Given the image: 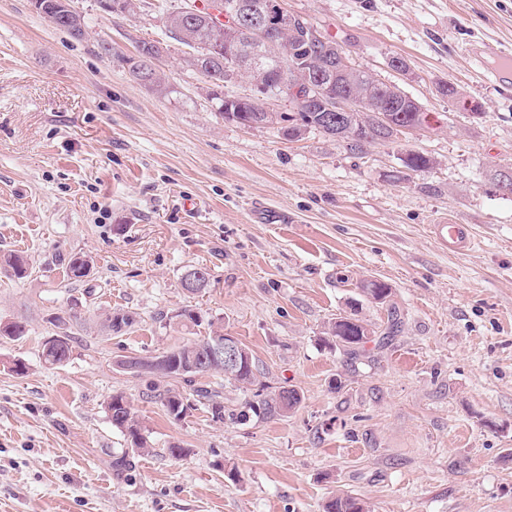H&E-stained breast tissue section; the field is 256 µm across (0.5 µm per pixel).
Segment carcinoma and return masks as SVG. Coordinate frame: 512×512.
I'll return each mask as SVG.
<instances>
[{
  "mask_svg": "<svg viewBox=\"0 0 512 512\" xmlns=\"http://www.w3.org/2000/svg\"><path fill=\"white\" fill-rule=\"evenodd\" d=\"M38 12L44 17L55 19V28L68 33L75 38L85 36L84 19L74 11L69 0H37ZM102 9L111 13L131 12L137 8L151 10L153 3L149 0H99ZM196 8L191 0H185L178 7H171L162 11V24L164 35L171 37L179 44L190 49L187 64L203 75L212 86L209 99L217 106L224 105V53L214 52L212 48L224 46V33L215 32L214 28L202 18L189 17L186 10ZM317 30L307 19H301V25L295 32L287 35V44L295 51V56L301 61L313 59L321 61L326 69L336 71V52L327 53L318 49L308 32ZM337 85L350 92L363 96L371 105L382 102H392L396 108L392 112L384 113L392 125L386 127L379 123V116L375 112H358L356 116L338 119L334 112H325L321 105L313 110L301 109L290 112L288 115L271 117L266 112H257L245 102L235 105L237 111L224 113V118H233V121L244 127L272 124L277 120L288 123L287 134L290 137H299L305 132L316 131L323 136L337 142L346 144L352 151H361L367 145L392 143L402 133V128L410 126L421 129L429 123V113L412 112L408 104L404 103L389 86L382 82L371 80L368 74L355 67L350 68L339 78ZM404 167L412 172H421L432 167L433 161L425 154L410 150L403 158ZM0 264L18 277H23L28 271L27 260L16 254L5 255L0 258ZM371 299L378 303L386 302L390 296V288L383 282L373 280L369 287L364 289ZM79 316L74 308H65L55 313L51 324L55 327V335L64 338V344L43 347L44 362L51 366H60L68 362L72 355L71 335L72 329L78 324ZM395 321L382 331L376 332L367 327L363 320L353 315H341L336 318L330 327L329 335L334 338L337 345L354 351L374 342L379 346L388 343L395 330ZM218 334L204 336L183 344L161 355L141 358H131V372L140 376H166L176 377L191 384L195 378L209 374V371H190L188 364L192 357L200 355L208 345L215 342ZM152 391L161 401L166 411L174 419H181L192 404L178 390L167 388L158 389L154 382L150 383ZM196 396L206 401L208 412L218 421L224 420V397L217 391L206 388L196 389ZM301 403L298 391L292 388H283L275 393H256L254 399L246 402L245 410L237 415L244 420L247 416H282L295 409ZM108 411L112 425L124 432L131 450L137 453L149 451L150 445L147 437L142 433L138 422L134 418L131 405L126 397L114 395L108 403ZM323 512H366L365 504L361 499L350 494H338L323 505Z\"/></svg>",
  "mask_w": 512,
  "mask_h": 512,
  "instance_id": "1",
  "label": "carcinoma"
}]
</instances>
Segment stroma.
<instances>
[{
	"mask_svg": "<svg viewBox=\"0 0 512 512\" xmlns=\"http://www.w3.org/2000/svg\"><path fill=\"white\" fill-rule=\"evenodd\" d=\"M281 2L417 100L430 127L362 154L248 128L216 112L174 40L157 64L170 93L131 76L158 15L71 0L87 30L76 40L31 0H0V254L30 264L0 271V321L27 323L0 336V512H323L342 492L369 512H512V195L493 180L512 168V87L463 51L512 54V0ZM448 81L479 114L439 93ZM411 149L434 166L398 178ZM268 210L284 223H263ZM442 217L470 225L476 247L443 249L430 234ZM71 253L91 258L87 277L65 279ZM194 269L209 285L191 294ZM371 280L390 287L386 303L362 293ZM71 304L72 356L48 366V319ZM185 309L201 326L178 323ZM111 312L132 325L105 329ZM351 312L398 330L350 358L325 338ZM212 331L260 370L250 385L207 377L227 420L199 402L173 420L148 378L115 366ZM283 387L302 397L294 411L233 420L258 389ZM115 394L150 444L124 471Z\"/></svg>",
	"mask_w": 512,
	"mask_h": 512,
	"instance_id": "1",
	"label": "stroma"
}]
</instances>
